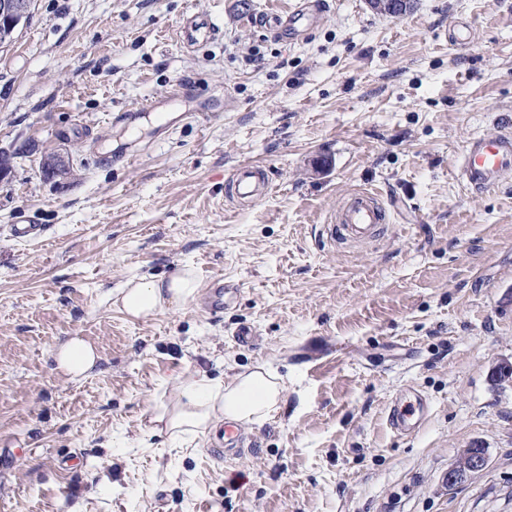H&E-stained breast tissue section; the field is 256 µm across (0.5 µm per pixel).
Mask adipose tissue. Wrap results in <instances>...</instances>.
Segmentation results:
<instances>
[{"instance_id":"adipose-tissue-1","label":"adipose tissue","mask_w":512,"mask_h":512,"mask_svg":"<svg viewBox=\"0 0 512 512\" xmlns=\"http://www.w3.org/2000/svg\"><path fill=\"white\" fill-rule=\"evenodd\" d=\"M198 283L191 269H183L169 281L140 277L120 289L116 301L132 318L146 319L168 306L195 300ZM282 387L267 370L257 368L238 375L230 385L195 380L184 385L173 404L155 407L146 433L165 428L172 437L186 434L209 435L224 422L240 424L263 422L278 405Z\"/></svg>"}]
</instances>
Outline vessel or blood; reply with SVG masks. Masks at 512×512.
Returning a JSON list of instances; mask_svg holds the SVG:
<instances>
[{
	"instance_id": "obj_1",
	"label": "vessel or blood",
	"mask_w": 512,
	"mask_h": 512,
	"mask_svg": "<svg viewBox=\"0 0 512 512\" xmlns=\"http://www.w3.org/2000/svg\"><path fill=\"white\" fill-rule=\"evenodd\" d=\"M325 12V0H302L299 8L281 18L271 17L270 26L281 38L294 40ZM220 28L211 16L189 12L183 17L178 37L181 44L192 48L214 39ZM458 169L462 180L476 190L496 186L512 174V132L504 130L495 134L475 137L465 145ZM271 183L263 166L252 163L237 165L227 179L226 189L234 197L261 200ZM389 219L388 211L378 194L361 190L350 193L336 213L335 224L329 225L331 237L340 240L366 242L379 237L383 224ZM427 415L423 402L394 404L388 422L394 432L408 435L421 427ZM245 442L238 426L225 425L211 437V454H223L225 447L241 448Z\"/></svg>"
}]
</instances>
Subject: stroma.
I'll return each instance as SVG.
<instances>
[{"mask_svg":"<svg viewBox=\"0 0 512 512\" xmlns=\"http://www.w3.org/2000/svg\"><path fill=\"white\" fill-rule=\"evenodd\" d=\"M298 2L34 0L0 49L16 155L0 179V512H512V386L490 379L512 362V177L476 192L457 171L470 138L512 124V0H415L398 18L328 0L295 42L261 24ZM188 11L220 36L183 48ZM453 22L471 48L443 39ZM53 150L73 167L49 179ZM243 162L270 176L251 206L224 191ZM358 190L388 227L326 239ZM20 211L40 240L11 237ZM185 266L236 288L224 312L116 304L131 278ZM242 325L257 344L235 341ZM75 336L99 357L80 380L56 360ZM258 366L283 390L243 426L242 457L143 435L185 383ZM414 392L428 415L397 435L387 414ZM475 445L487 469L447 487Z\"/></svg>","mask_w":512,"mask_h":512,"instance_id":"1","label":"stroma"}]
</instances>
